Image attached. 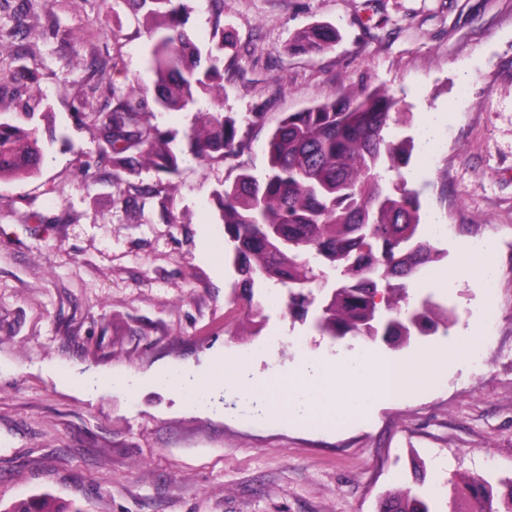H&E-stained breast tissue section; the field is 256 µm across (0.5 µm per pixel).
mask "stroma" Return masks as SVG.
I'll list each match as a JSON object with an SVG mask.
<instances>
[{"label":"stroma","mask_w":512,"mask_h":512,"mask_svg":"<svg viewBox=\"0 0 512 512\" xmlns=\"http://www.w3.org/2000/svg\"><path fill=\"white\" fill-rule=\"evenodd\" d=\"M222 20L239 49L222 105L241 124L375 87L403 98L409 134L445 113L434 150L406 168L423 217L448 226L430 236L444 258L413 296L455 312L420 345L452 351L477 320L485 363L332 429L268 420L235 386L203 409L151 385L156 368L199 370L218 354H252L253 372L270 375L356 342L290 318L263 279L253 309L238 298L212 193L239 166L262 171V139L203 165L188 150L194 113H156L182 161L138 181L168 188L171 219L151 204L141 219L127 212L82 111L153 82L148 38L122 0H0V31L18 62L38 63L55 131L37 177L0 180V504L47 493L85 512H377L418 486L419 467L446 512L436 475L512 478V0H224ZM313 23L339 42L288 54ZM488 237L492 296L438 283Z\"/></svg>","instance_id":"obj_1"}]
</instances>
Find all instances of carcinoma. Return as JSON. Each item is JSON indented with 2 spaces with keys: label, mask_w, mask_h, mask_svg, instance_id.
Returning a JSON list of instances; mask_svg holds the SVG:
<instances>
[{
  "label": "carcinoma",
  "mask_w": 512,
  "mask_h": 512,
  "mask_svg": "<svg viewBox=\"0 0 512 512\" xmlns=\"http://www.w3.org/2000/svg\"><path fill=\"white\" fill-rule=\"evenodd\" d=\"M150 39L153 96L138 85L112 88V108L92 104L97 153L117 172L139 175L142 161L172 174L179 159L172 140L147 116L170 110H196L189 140L195 158L213 163L237 157L252 139L266 132V168L261 175L242 168L215 193L224 220V241L233 253L241 300L252 303L255 277L287 291L288 313L310 322L331 340L348 336L408 346L423 322L428 333L448 324L451 315L431 297L410 301L407 281L442 259L421 239L420 192L409 185L402 168L416 147L398 128L401 100L378 89H364L280 115L265 129L264 113L252 114L246 130L223 111L215 91L224 86V57L236 47L221 24L224 0H213L211 45L202 50L187 27L184 0H122ZM336 29L313 24L297 32L286 46L292 55L321 52L336 43ZM18 79L28 84L15 112L0 116V178L36 176L44 160L38 118L46 117L45 96L37 64L0 67V85ZM125 203L139 216L146 201L168 216V196L149 185H128ZM335 272L316 300L309 285L315 268ZM448 512H512V478L494 485L478 476H453L446 482ZM0 512H84L58 503L49 494L20 500ZM378 512H435L423 494H388Z\"/></svg>",
  "instance_id": "1"
}]
</instances>
